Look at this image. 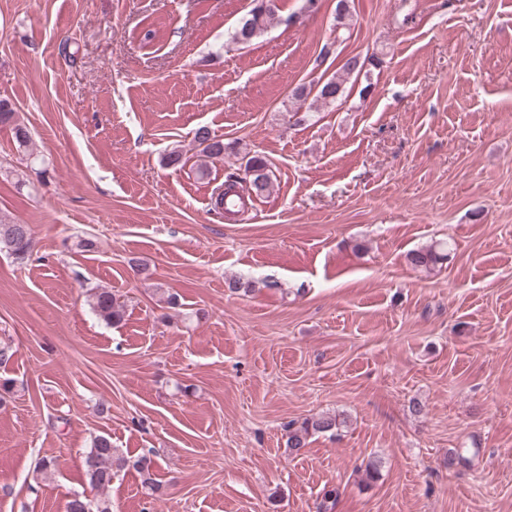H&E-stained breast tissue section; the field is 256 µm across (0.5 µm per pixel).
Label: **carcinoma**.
Instances as JSON below:
<instances>
[{"label": "carcinoma", "mask_w": 512, "mask_h": 512, "mask_svg": "<svg viewBox=\"0 0 512 512\" xmlns=\"http://www.w3.org/2000/svg\"><path fill=\"white\" fill-rule=\"evenodd\" d=\"M275 11L261 3L254 5L239 25L229 33L228 41L233 44L246 45L253 39L261 36L274 19ZM365 67L360 57L348 58L341 67V74L327 80L317 87V99L324 104H332L343 95L346 79L353 74H359ZM9 126L14 138L20 147L28 146L31 137L27 126L20 121L18 113L0 101V126ZM195 140L200 147L201 156L210 160L221 159L230 146L221 139L212 137L209 130L201 127L197 130ZM245 183L248 195L260 198L270 192L272 187L271 169L266 158L260 154L247 157L245 166ZM0 245L8 248L18 260L28 258L33 238L31 229L27 224H18L0 218ZM442 255L430 246L420 248L408 253L407 260L414 268L430 269L434 267ZM90 305L95 314L104 322L118 323L123 318V305L119 299L106 288H96L90 294ZM341 422L337 416L321 414L306 417L302 420H292L288 423L287 447L291 454L300 456L309 444V438L314 434H336ZM86 476L89 484L97 490L104 492L112 485L115 475L129 467L143 474V483L153 492L162 489L151 473L153 462L147 457L133 460L112 447L109 437L98 435L94 437L92 446L84 460ZM67 512H112V504L106 498L95 501L84 500L78 496L67 502Z\"/></svg>", "instance_id": "cac0c4a2"}]
</instances>
